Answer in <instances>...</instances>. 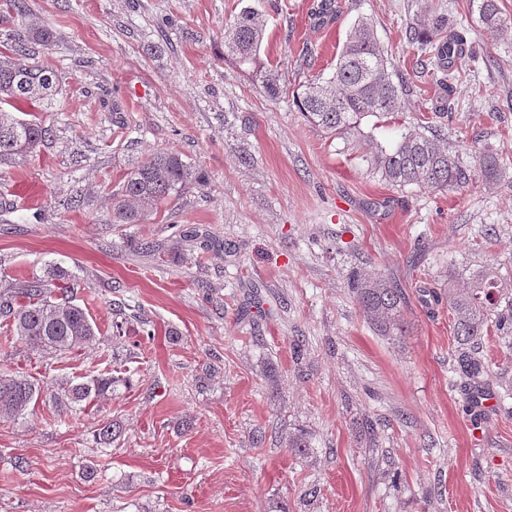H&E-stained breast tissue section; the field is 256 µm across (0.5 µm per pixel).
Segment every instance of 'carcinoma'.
<instances>
[{"instance_id": "cac0c4a2", "label": "carcinoma", "mask_w": 512, "mask_h": 512, "mask_svg": "<svg viewBox=\"0 0 512 512\" xmlns=\"http://www.w3.org/2000/svg\"><path fill=\"white\" fill-rule=\"evenodd\" d=\"M472 6L486 28L512 31V18L502 13L498 0H472ZM0 10L13 22V28L0 41V165H11L39 151L51 138V128L42 120L22 119L16 112L21 104H38L45 109L55 105L56 73L38 58L56 41L49 30L23 22L25 0H3ZM264 36L258 11L245 7L224 26V55L251 72L264 92L276 98L280 94L279 75L260 62ZM407 40L428 54L433 71L440 74L443 95L434 104L435 116L455 111V72L463 64L479 60L476 49L449 17L435 12L415 15ZM405 96L406 87L393 80L372 24L360 18L347 33L333 73L304 82L296 103L310 123L346 138L355 134L367 117L392 118L404 111ZM373 165L393 187L415 185L453 191L475 180L471 170L418 127L401 133L392 148L378 149ZM479 169L483 179L495 180L498 157L489 151L481 153ZM203 183L196 166L179 152L158 150L127 173L120 191L113 194L112 222L142 224L168 200ZM72 289L71 274L52 267L44 277L33 276L0 292V317L31 350L65 355L93 341L97 330L86 310L74 302ZM352 292L364 319L379 335L392 336L400 330L402 293L389 280L361 276L353 281ZM503 305L512 311V285L490 268L473 275L469 286L448 289V309L463 345L458 364L470 381L490 371L475 347L489 321L496 320L503 330L512 329V314L499 311ZM120 385H126V380L103 374L77 382L66 380L51 398L80 409L117 391ZM44 392L33 376L0 373V420L14 421L33 413ZM288 448L297 455L308 454L307 435L300 431L288 434Z\"/></svg>"}]
</instances>
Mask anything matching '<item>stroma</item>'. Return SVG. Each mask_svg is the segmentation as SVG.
<instances>
[{"instance_id": "35a3bbf8", "label": "stroma", "mask_w": 512, "mask_h": 512, "mask_svg": "<svg viewBox=\"0 0 512 512\" xmlns=\"http://www.w3.org/2000/svg\"><path fill=\"white\" fill-rule=\"evenodd\" d=\"M314 2L27 0L28 20L56 37L41 61L62 92L41 115L53 140L0 169L15 204L0 223V288L63 267L101 336L48 358L0 328V372L48 391L99 374L130 384L81 411L46 400L1 420L0 512H512V336L489 328L479 350L493 372L464 384L448 309L449 283L487 268L512 282V33H489L469 0H334L325 26ZM427 5L495 61L459 77L458 108L438 122L432 67L405 36ZM246 6L282 78L275 99L224 54V22ZM360 16L410 92L401 123L370 117L346 140L294 96L331 75ZM405 122L440 126L473 170L492 150L499 180L388 185L368 144L395 143ZM161 148L205 184L146 223H112V193ZM365 273L401 288L400 336L364 320L351 284ZM108 422L121 434L106 445ZM297 431L309 455L287 448Z\"/></svg>"}]
</instances>
